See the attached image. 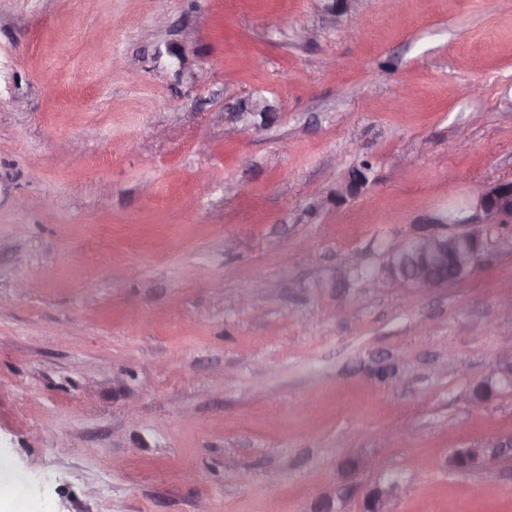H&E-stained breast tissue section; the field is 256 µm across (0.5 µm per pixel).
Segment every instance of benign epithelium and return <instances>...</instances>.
Masks as SVG:
<instances>
[{"label":"benign epithelium","instance_id":"1","mask_svg":"<svg viewBox=\"0 0 512 512\" xmlns=\"http://www.w3.org/2000/svg\"><path fill=\"white\" fill-rule=\"evenodd\" d=\"M367 183L368 170L350 171L336 190V203L357 196ZM476 207L489 221L504 217L512 219V179L479 188ZM410 248L420 256V263L401 274L399 280L423 289L448 285V280L444 278L448 256H454L458 265L464 267L469 266L474 257L481 256V241L474 232L452 236L428 234L413 241ZM397 492L396 481L372 489L365 495V508L368 512H395Z\"/></svg>","mask_w":512,"mask_h":512}]
</instances>
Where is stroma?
I'll return each instance as SVG.
<instances>
[{"instance_id":"stroma-1","label":"stroma","mask_w":512,"mask_h":512,"mask_svg":"<svg viewBox=\"0 0 512 512\" xmlns=\"http://www.w3.org/2000/svg\"><path fill=\"white\" fill-rule=\"evenodd\" d=\"M325 4L0 0V456L47 512H363L391 477L396 512H512V224L453 284L387 271L512 178V0ZM369 170H351L340 182L336 190V203L345 202L349 198L357 196L368 183Z\"/></svg>"}]
</instances>
